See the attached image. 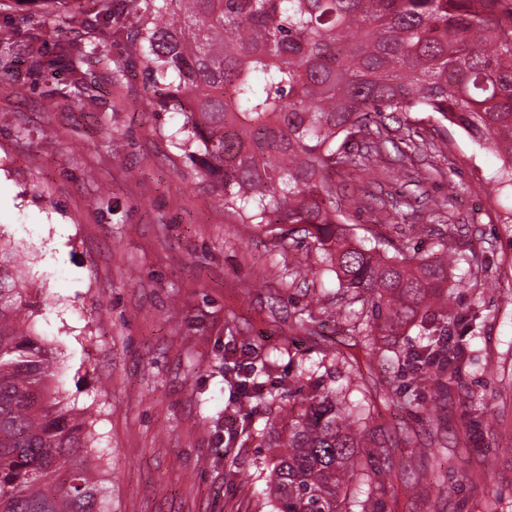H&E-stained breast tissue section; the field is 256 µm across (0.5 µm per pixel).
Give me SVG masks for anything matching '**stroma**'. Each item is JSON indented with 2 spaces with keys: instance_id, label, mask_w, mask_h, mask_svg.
Segmentation results:
<instances>
[{
  "instance_id": "35a3bbf8",
  "label": "stroma",
  "mask_w": 512,
  "mask_h": 512,
  "mask_svg": "<svg viewBox=\"0 0 512 512\" xmlns=\"http://www.w3.org/2000/svg\"><path fill=\"white\" fill-rule=\"evenodd\" d=\"M59 9L0 0V24L22 42L73 39ZM95 39L126 60L121 86L92 57L86 87L25 65L0 81V229L45 302L38 329L61 351V394L92 417L105 512H272L261 432L271 411L300 405L317 383L377 404L366 440L409 449L415 465L464 461L500 494L497 512H512V248L501 222L512 193L493 190L492 152L435 113L399 112L370 168L337 176L364 201L350 214L357 237L371 240L381 202L395 199L389 221L424 225L420 251L442 241L484 266L458 291V312L473 319L460 395L417 391L402 356L425 344L418 326L376 337L352 389L334 356L366 341L331 317L336 278L316 248L235 223L186 157L181 116L158 107L164 85L109 30ZM412 129L424 148L396 149ZM274 265L302 274L288 287L266 281ZM252 364L260 400L228 383ZM383 512L486 507L452 480L440 498L407 497Z\"/></svg>"
}]
</instances>
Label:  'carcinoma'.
Instances as JSON below:
<instances>
[{
    "label": "carcinoma",
    "instance_id": "1",
    "mask_svg": "<svg viewBox=\"0 0 512 512\" xmlns=\"http://www.w3.org/2000/svg\"><path fill=\"white\" fill-rule=\"evenodd\" d=\"M62 26L100 27L128 39L149 78L166 81L165 107H179L184 149L236 223L276 238L313 239L336 274V307L371 336H398L438 323L439 335L464 317L452 307L476 256L421 253L412 239L393 253L366 247L347 222L336 175L376 151L368 116L435 112L472 141L495 149L497 183L512 186V0H89ZM16 31L0 26V72L16 54ZM90 53L124 67L91 42L27 45L33 66L68 68L85 80ZM40 302L22 284L13 249L0 241V512H102L103 487L90 460L88 417L54 386L58 347L36 328ZM463 337L443 347L432 336L405 354L419 384L440 396L459 387ZM373 343L341 353L350 379L370 366ZM374 410L344 405L313 388L299 409L270 418L265 444L276 449L269 474L274 512H379L385 499L441 490L445 475L418 471L396 484L380 443L361 458V423ZM360 482L357 493L350 486Z\"/></svg>",
    "mask_w": 512,
    "mask_h": 512
}]
</instances>
